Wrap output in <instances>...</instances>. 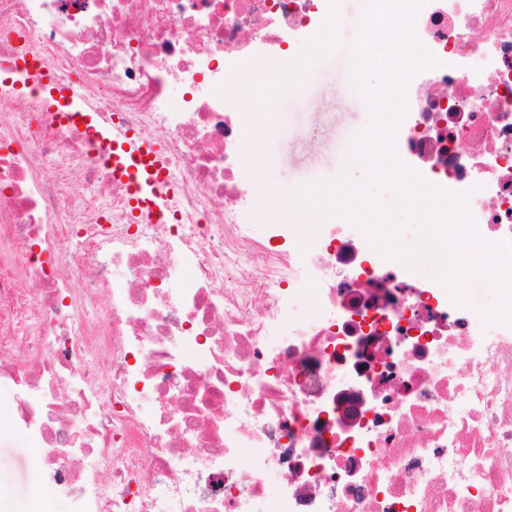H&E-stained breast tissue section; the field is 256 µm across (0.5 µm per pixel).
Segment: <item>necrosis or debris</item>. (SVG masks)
Listing matches in <instances>:
<instances>
[{
  "instance_id": "obj_1",
  "label": "necrosis or debris",
  "mask_w": 512,
  "mask_h": 512,
  "mask_svg": "<svg viewBox=\"0 0 512 512\" xmlns=\"http://www.w3.org/2000/svg\"><path fill=\"white\" fill-rule=\"evenodd\" d=\"M331 0H0V62L77 80L154 139L173 221H141L81 133L0 94V384L75 512H512V326L354 225L298 254L253 232L245 59L284 58ZM394 138L512 243V0H426ZM316 313L300 314L304 295ZM112 466L87 464L93 452Z\"/></svg>"
}]
</instances>
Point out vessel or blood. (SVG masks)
<instances>
[{"label": "vessel or blood", "mask_w": 512, "mask_h": 512, "mask_svg": "<svg viewBox=\"0 0 512 512\" xmlns=\"http://www.w3.org/2000/svg\"><path fill=\"white\" fill-rule=\"evenodd\" d=\"M4 70L17 94L37 93L43 109L53 113L62 126L83 128L113 178L128 186L138 210L154 220H167L172 186L151 139L103 121L98 105L84 95L77 82H60L36 59L17 56Z\"/></svg>", "instance_id": "b4317fda"}]
</instances>
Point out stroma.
<instances>
[{"mask_svg": "<svg viewBox=\"0 0 512 512\" xmlns=\"http://www.w3.org/2000/svg\"><path fill=\"white\" fill-rule=\"evenodd\" d=\"M364 0H337L336 37L324 51L303 49L288 57L304 76L297 89L271 94L266 132L256 142L260 155L252 177L267 182L283 201L320 179L344 170L355 135L371 122V112L352 82L349 45L354 40ZM13 390L0 386V512L28 502L37 473L29 464L31 448L7 420Z\"/></svg>", "mask_w": 512, "mask_h": 512, "instance_id": "obj_1", "label": "stroma"}]
</instances>
